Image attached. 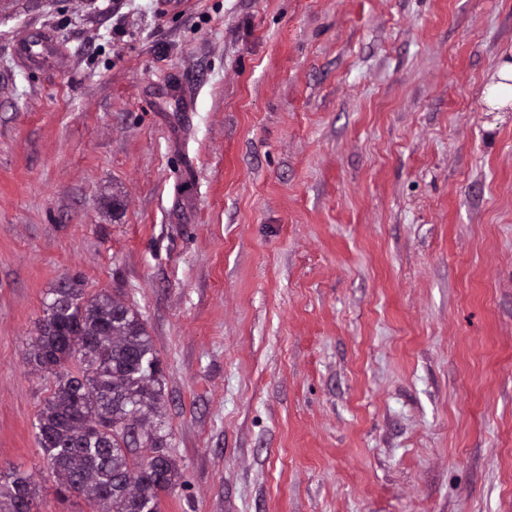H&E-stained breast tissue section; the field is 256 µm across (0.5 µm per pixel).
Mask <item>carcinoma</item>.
Segmentation results:
<instances>
[{"label": "carcinoma", "instance_id": "carcinoma-1", "mask_svg": "<svg viewBox=\"0 0 512 512\" xmlns=\"http://www.w3.org/2000/svg\"><path fill=\"white\" fill-rule=\"evenodd\" d=\"M29 360L53 378L37 415L38 443L61 493L85 489L95 512H160L176 484L159 356L138 312L77 282L51 290ZM34 488L17 470L0 483V512H31Z\"/></svg>", "mask_w": 512, "mask_h": 512}]
</instances>
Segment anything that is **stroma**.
Here are the masks:
<instances>
[{
  "label": "stroma",
  "mask_w": 512,
  "mask_h": 512,
  "mask_svg": "<svg viewBox=\"0 0 512 512\" xmlns=\"http://www.w3.org/2000/svg\"><path fill=\"white\" fill-rule=\"evenodd\" d=\"M511 58L512 0H0V475L32 512H89L25 356L71 278L162 361L161 512H512ZM8 476L0 483V512H31L35 491L30 479L17 470Z\"/></svg>",
  "instance_id": "35a3bbf8"
}]
</instances>
